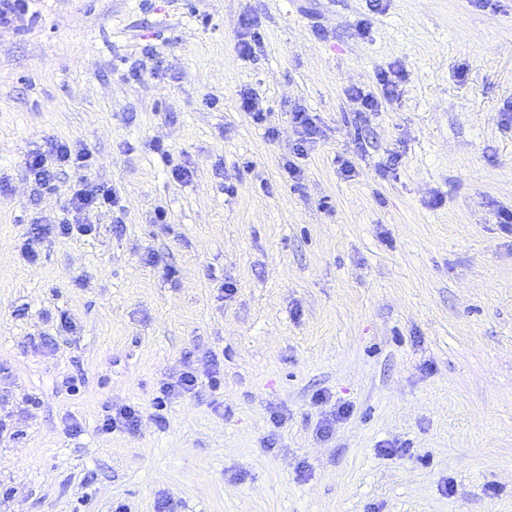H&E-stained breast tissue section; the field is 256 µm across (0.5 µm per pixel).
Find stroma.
I'll return each mask as SVG.
<instances>
[{
  "mask_svg": "<svg viewBox=\"0 0 512 512\" xmlns=\"http://www.w3.org/2000/svg\"><path fill=\"white\" fill-rule=\"evenodd\" d=\"M53 140L92 165L38 193ZM83 177L123 229L32 241ZM508 210L512 0H30L0 29V512H512ZM212 353L220 389L157 407ZM292 121L297 128L299 138L294 151L297 155L307 153L308 145H313L317 135V126L310 113L299 110L292 112ZM184 364L183 372L175 380L165 382L161 386L162 399L192 395L197 392L200 378L197 364L190 356H186ZM139 423V410L134 406L125 405L119 408H112V413L104 416L101 429L106 432L117 428L133 430L138 427Z\"/></svg>",
  "mask_w": 512,
  "mask_h": 512,
  "instance_id": "stroma-1",
  "label": "stroma"
}]
</instances>
